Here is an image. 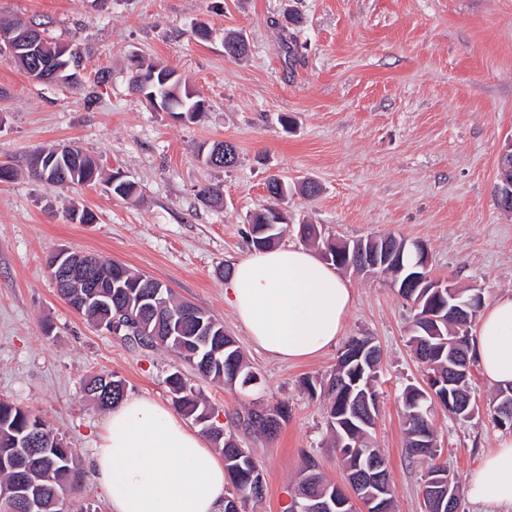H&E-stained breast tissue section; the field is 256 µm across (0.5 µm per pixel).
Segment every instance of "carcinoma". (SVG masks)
<instances>
[{
  "instance_id": "1",
  "label": "carcinoma",
  "mask_w": 512,
  "mask_h": 512,
  "mask_svg": "<svg viewBox=\"0 0 512 512\" xmlns=\"http://www.w3.org/2000/svg\"><path fill=\"white\" fill-rule=\"evenodd\" d=\"M12 21L0 18V57L4 58L22 71L32 70L36 57H44L52 61L45 69L44 81L64 82L68 72L56 73L64 68L72 49L49 39L45 40L38 56L26 59L16 58L9 52L8 32ZM144 69L141 79H131L132 89L147 100L156 109L169 112L174 117L186 116L192 122L205 111V101L194 92L187 90L186 81L176 74V70L167 66L155 64L142 65ZM48 165L31 174L46 183L56 186L91 185L101 178V170L96 160L77 146H66L58 153L51 149L46 151ZM264 213L256 214L250 227V239L253 247L260 251L274 247L283 234L285 223L271 224L267 222ZM379 242L389 244L401 251V264H387L380 272L392 276L393 286L400 296L415 305V315L412 325V335L409 338L412 351L417 359L426 365V388L410 387L402 396V414L406 428V451L409 457L426 462V472L421 488L422 496H427L426 488L432 479L448 471L444 464L436 462L438 446L431 416L435 406L448 411V416L464 421V414L451 409L450 404L466 401L471 398L472 372L461 374L453 384H448V343L459 342V351L463 360L475 365V359L469 353V328L482 307V296L478 290L462 294L460 302L469 304L462 308L463 315L456 319H448L447 289L439 292L421 295V289L406 286L407 279L417 271L419 254L416 246L394 235L379 238ZM94 275L96 278L109 281L122 279L123 283H132V288L112 289V308L109 310H93L90 316H113L116 310L125 306H135L140 295L147 292L145 285L149 277L132 272L126 266L117 262H105L97 257ZM161 311L149 328L144 329L135 319L127 318L113 325V331L131 336L135 342L142 345L160 346L176 352L200 376L212 381H228L224 374V361L234 359V368L239 370L236 384L245 386L257 381V375L244 358L238 346H233L217 359L204 360L205 352H196V346L187 344L168 335L161 329L151 334L157 324L165 319L182 316L189 309L190 303L177 301L171 290L162 289L159 297ZM440 312L441 320L432 321L424 314ZM358 337L350 338L344 346V351L338 359L335 374L325 384L306 382V390L310 395L319 394L327 399L326 425L327 430L335 440L339 449L345 470L363 467L370 460L387 464L380 449L369 442L370 429L378 414L380 401L376 389V373L381 357L367 358L355 354ZM109 380L116 384L112 397L105 399L97 391V383ZM169 392L174 402L187 413L195 416L196 422L203 425L214 441L221 445L224 463L230 473L232 491L228 497L244 504L262 497L253 484V474L261 471V467L252 454L241 448L233 437L223 436L221 430L210 423L211 410L206 401L179 372L168 376ZM87 394L102 409H110L124 399L125 383L108 374H100L90 378L86 385ZM512 399L507 390H498L489 409L492 423L500 429L512 430V416L505 411V403ZM268 409L252 410L245 419V426L254 431L268 432L264 413ZM32 433L39 435L34 448H17L14 439L19 435L28 436ZM75 449L69 447L63 439L48 429L44 420L32 414L26 408L4 399H0V485H11L15 479L23 476L29 482L42 487L43 495L40 502V512H69L65 502V492L73 486V469ZM312 471L313 482L309 487L298 484V491L305 489L313 494H331L335 490L333 483L327 481L320 471L318 462L310 455L306 456L300 470V477H305L309 468Z\"/></svg>"
}]
</instances>
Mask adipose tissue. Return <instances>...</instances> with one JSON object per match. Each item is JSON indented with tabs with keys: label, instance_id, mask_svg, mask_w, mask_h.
<instances>
[{
	"label": "adipose tissue",
	"instance_id": "ef3b65f1",
	"mask_svg": "<svg viewBox=\"0 0 512 512\" xmlns=\"http://www.w3.org/2000/svg\"><path fill=\"white\" fill-rule=\"evenodd\" d=\"M224 297L257 349L294 361L336 344L353 291L333 265L288 246L238 261ZM471 353L487 384L512 387V294L483 310ZM104 428L90 465L110 512H220L229 484L224 458L167 406L124 398ZM466 494L474 504L512 512V440L483 459Z\"/></svg>",
	"mask_w": 512,
	"mask_h": 512
}]
</instances>
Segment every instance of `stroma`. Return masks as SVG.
<instances>
[{
  "instance_id": "stroma-1",
  "label": "stroma",
  "mask_w": 512,
  "mask_h": 512,
  "mask_svg": "<svg viewBox=\"0 0 512 512\" xmlns=\"http://www.w3.org/2000/svg\"><path fill=\"white\" fill-rule=\"evenodd\" d=\"M291 9L303 17L295 35ZM1 15L41 22L47 38L84 54L79 90L32 81L0 59V162L17 172L0 182V398L76 448L70 512H109L89 467L107 413L84 392L100 373L122 379L127 396L167 406V377L188 378L213 424L262 467L263 499L241 512H285L306 454L342 482L324 402L304 386L329 377L341 346L270 358L224 302L233 265L253 251L249 221L269 203L270 176L292 187L281 245L303 246L302 224L350 242L392 233L423 244L434 276L482 290L485 302L512 293V214L496 204L498 159L512 142V0H0ZM199 21L211 41L193 39ZM228 29L246 36V58L225 55ZM133 54L176 68L206 102L200 120H176L132 93ZM219 141L236 147L233 166L204 164L200 148ZM70 143L123 173L135 195L29 174L35 151ZM310 180L320 187L313 198L300 191ZM206 185L223 190L222 206L201 200ZM74 207L94 223L71 221ZM60 249L124 263L214 316L258 383L210 381L171 351L94 328L56 292L47 260ZM344 276L353 288L345 337H372L383 353L375 442L389 460L394 512H424V467L406 454L401 413L405 387L427 376L408 344L414 309L383 275ZM474 385L473 419H435L440 460L462 485L507 436L486 408L494 388L480 376ZM283 403L288 420L274 434L239 422Z\"/></svg>"
}]
</instances>
